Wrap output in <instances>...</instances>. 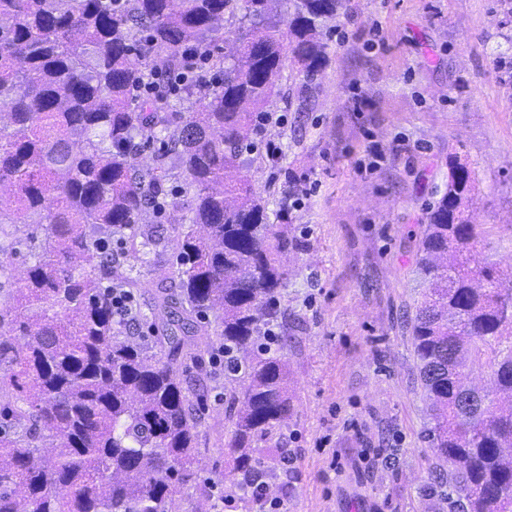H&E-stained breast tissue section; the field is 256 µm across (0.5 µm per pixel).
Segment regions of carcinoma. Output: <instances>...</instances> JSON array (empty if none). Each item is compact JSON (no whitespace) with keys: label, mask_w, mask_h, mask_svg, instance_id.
Instances as JSON below:
<instances>
[{"label":"carcinoma","mask_w":512,"mask_h":512,"mask_svg":"<svg viewBox=\"0 0 512 512\" xmlns=\"http://www.w3.org/2000/svg\"><path fill=\"white\" fill-rule=\"evenodd\" d=\"M234 0H0V225L44 224L34 261L0 303V391L15 432H0V512H172L199 455L198 403L173 364L121 339L101 281L147 249L177 241L178 268L156 283L154 344L190 355L215 313L229 355L227 452L249 489L277 476L276 436L291 410L288 368L266 356L265 331L285 319L282 257L302 249L288 205L269 222L238 156L282 77L296 71V111L329 63L322 21L346 0H248L224 43L216 89L170 111L165 98L130 106L144 80L182 68L183 53L235 18ZM147 38H138L141 33ZM179 116L178 135L152 167L134 138ZM193 190L191 226L173 238L143 228L146 209L179 208L165 190L173 170ZM472 171L451 159L446 192L427 208L418 264L429 288L410 327L428 402L425 439L448 464L460 512H512V281L495 264L472 265L479 243L469 205ZM131 238L120 258L89 228ZM488 373L470 390L465 372ZM265 444L262 449L259 444Z\"/></svg>","instance_id":"cac0c4a2"}]
</instances>
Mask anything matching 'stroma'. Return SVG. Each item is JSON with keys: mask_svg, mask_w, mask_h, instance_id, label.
Instances as JSON below:
<instances>
[{"mask_svg": "<svg viewBox=\"0 0 512 512\" xmlns=\"http://www.w3.org/2000/svg\"><path fill=\"white\" fill-rule=\"evenodd\" d=\"M330 61L320 90L298 111L288 79L270 110L282 150L243 151L239 164L276 211L287 188L291 233L302 250L283 258L280 303L288 317L271 354L286 361L292 412L279 445L289 472L272 481L288 512H451L428 423L408 322L427 290L417 271L426 208L440 197L448 159L475 173L471 220L475 260L512 269V0H349L327 21ZM381 160H374V151ZM13 248L0 253V300L30 260L41 224H8ZM173 251L143 266L138 319L126 335L152 342L155 281L169 276ZM201 357H178L179 379L204 398L201 452L192 482L174 495L176 512H197L230 485L225 450L233 389L213 354L223 342L207 315Z\"/></svg>", "mask_w": 512, "mask_h": 512, "instance_id": "obj_1", "label": "stroma"}]
</instances>
